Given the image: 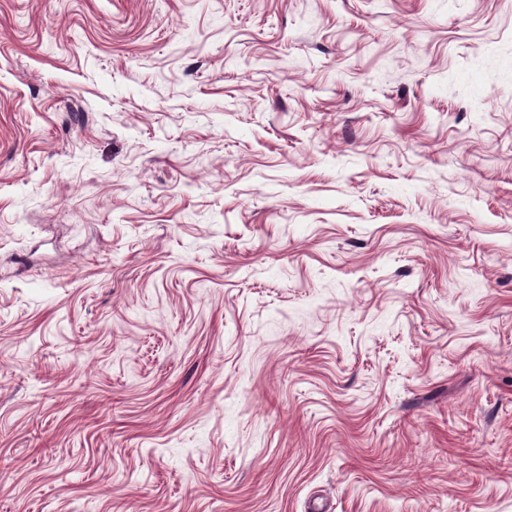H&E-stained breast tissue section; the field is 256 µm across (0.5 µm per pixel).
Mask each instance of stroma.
<instances>
[{
    "label": "stroma",
    "mask_w": 512,
    "mask_h": 512,
    "mask_svg": "<svg viewBox=\"0 0 512 512\" xmlns=\"http://www.w3.org/2000/svg\"><path fill=\"white\" fill-rule=\"evenodd\" d=\"M512 512V0H0V512Z\"/></svg>",
    "instance_id": "1"
}]
</instances>
